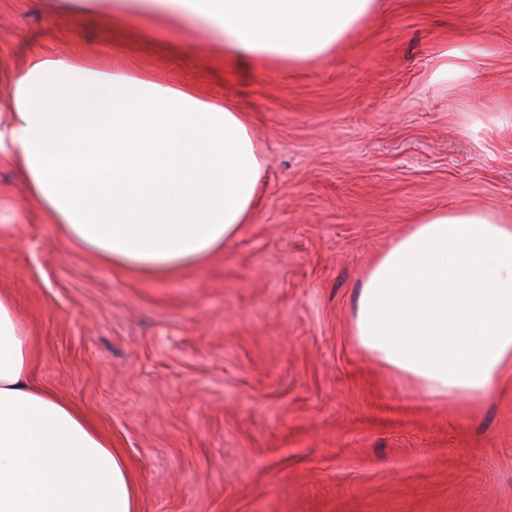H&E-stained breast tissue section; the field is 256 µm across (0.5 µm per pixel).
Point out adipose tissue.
Segmentation results:
<instances>
[{
	"label": "adipose tissue",
	"mask_w": 512,
	"mask_h": 512,
	"mask_svg": "<svg viewBox=\"0 0 512 512\" xmlns=\"http://www.w3.org/2000/svg\"><path fill=\"white\" fill-rule=\"evenodd\" d=\"M196 29L241 64L332 53L375 0H78ZM10 167L49 223L101 265L171 279L251 223L265 158L246 113L64 58L13 75ZM358 347L426 397L478 405L512 374V219L421 213L377 256L350 322ZM35 338L0 292V512H139L130 469L73 404L31 379Z\"/></svg>",
	"instance_id": "1"
}]
</instances>
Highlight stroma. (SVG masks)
<instances>
[{
	"instance_id": "35a3bbf8",
	"label": "stroma",
	"mask_w": 512,
	"mask_h": 512,
	"mask_svg": "<svg viewBox=\"0 0 512 512\" xmlns=\"http://www.w3.org/2000/svg\"><path fill=\"white\" fill-rule=\"evenodd\" d=\"M72 0H0V113L16 66L61 57L247 112L267 161L252 224L170 280L62 238L12 170L0 291L37 338L34 381L129 464L141 512H512V381L435 400L349 332L373 260L415 215H512V0H378L334 53L243 67L195 31L152 41ZM466 72L432 75L443 54Z\"/></svg>"
}]
</instances>
